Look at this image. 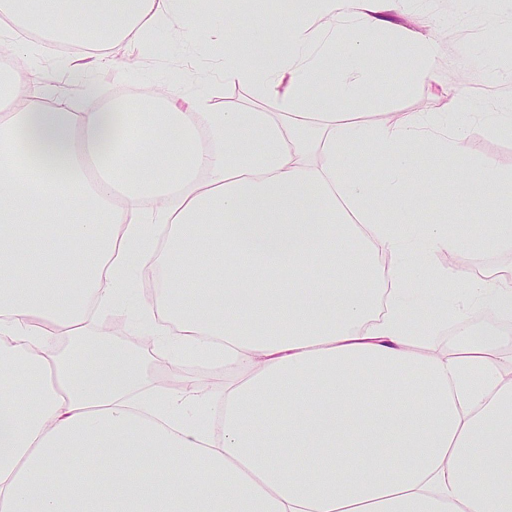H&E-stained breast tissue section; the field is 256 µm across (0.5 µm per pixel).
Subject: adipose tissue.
Returning <instances> with one entry per match:
<instances>
[{"label":"adipose tissue","mask_w":512,"mask_h":512,"mask_svg":"<svg viewBox=\"0 0 512 512\" xmlns=\"http://www.w3.org/2000/svg\"><path fill=\"white\" fill-rule=\"evenodd\" d=\"M402 2L298 0L271 39L251 0L238 52L233 29L209 24L234 0H0L15 59L0 92V512H512V270L407 273L413 256L511 247L512 171L488 161L471 180L490 230L394 224L385 203L427 180L412 149L467 159L454 119L470 103L395 123L342 115L373 82L365 35ZM161 28L227 45L225 77L269 111L214 112L200 95L184 112L166 92L148 112L133 96L71 112L32 78L62 45L97 63L117 45L149 51ZM343 40L355 67L311 98ZM390 40L433 77V38ZM364 148L386 158L379 180L357 170ZM35 210L57 225L31 249ZM147 269L161 276L132 302ZM442 282L466 292L456 313L496 316L445 356L417 323L443 318ZM91 308L135 314L172 359L224 364L223 398L142 392L119 348L60 352ZM274 403L285 413L256 425Z\"/></svg>","instance_id":"adipose-tissue-1"}]
</instances>
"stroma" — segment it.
Here are the masks:
<instances>
[{"instance_id": "obj_1", "label": "stroma", "mask_w": 512, "mask_h": 512, "mask_svg": "<svg viewBox=\"0 0 512 512\" xmlns=\"http://www.w3.org/2000/svg\"><path fill=\"white\" fill-rule=\"evenodd\" d=\"M389 20L434 36L439 50L436 75L415 80L413 57L397 52L385 31H374L368 43L370 61L378 68L377 102L360 106L362 121L400 120L414 112L444 113L454 94L470 99L479 112H512V8L504 0H407L402 13L390 14ZM110 54V59L89 71L85 83L51 61L34 69L33 76L56 86L57 105L76 111L97 107L125 92L147 94L161 87L176 89V103L184 109L201 92L209 95L217 111L228 106L257 112L268 109L257 89L225 78L222 50L206 43L188 44L170 31H157L150 53L137 59L131 74L116 64L125 57L124 48L114 47ZM486 159L512 170V135L472 126L466 163L454 159L450 165L472 175ZM466 192L463 179L455 177L435 182L425 191L412 188L409 205L390 209L388 217L400 224H426L444 209L454 231L467 236L475 225L484 223L487 205L479 198L466 199ZM494 322L489 312L469 311L431 329L430 336L437 350L446 354L459 344L461 327L477 330Z\"/></svg>"}]
</instances>
